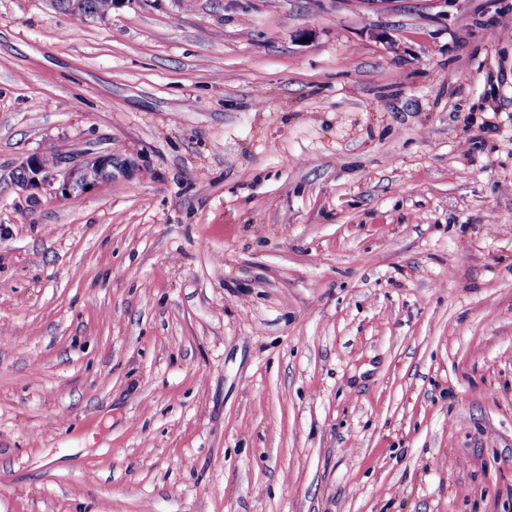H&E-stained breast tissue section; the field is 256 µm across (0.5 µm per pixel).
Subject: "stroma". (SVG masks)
Returning a JSON list of instances; mask_svg holds the SVG:
<instances>
[{
  "label": "stroma",
  "mask_w": 512,
  "mask_h": 512,
  "mask_svg": "<svg viewBox=\"0 0 512 512\" xmlns=\"http://www.w3.org/2000/svg\"><path fill=\"white\" fill-rule=\"evenodd\" d=\"M503 15L0 0V512H512ZM42 155H32L19 164L16 182L23 189L58 184L56 193L66 195L77 188L86 190L101 182L112 181L117 178V173L124 177L128 169L124 164H115L109 153L88 154L80 164L71 167L59 157L49 168L42 165Z\"/></svg>",
  "instance_id": "35a3bbf8"
}]
</instances>
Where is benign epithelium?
<instances>
[{"label":"benign epithelium","mask_w":512,"mask_h":512,"mask_svg":"<svg viewBox=\"0 0 512 512\" xmlns=\"http://www.w3.org/2000/svg\"><path fill=\"white\" fill-rule=\"evenodd\" d=\"M42 155H32L18 166L17 184L24 189H38L42 186L58 185L57 192L65 195L74 189L92 188L117 176L126 175L127 167L114 163L112 154H89L76 166H67L57 159L54 166L45 167Z\"/></svg>","instance_id":"1"}]
</instances>
